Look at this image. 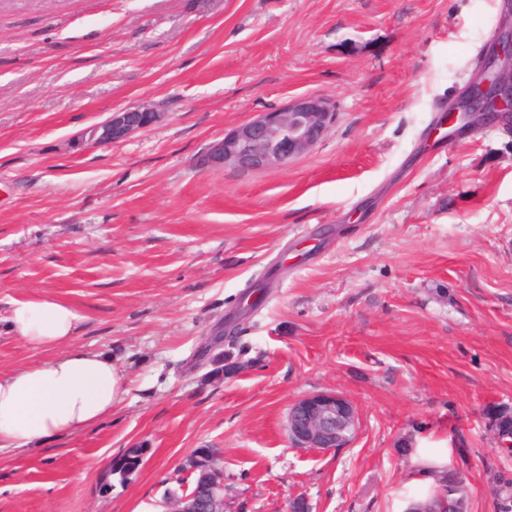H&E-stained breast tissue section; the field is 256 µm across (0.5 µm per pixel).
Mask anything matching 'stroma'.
<instances>
[{
    "instance_id": "1",
    "label": "stroma",
    "mask_w": 512,
    "mask_h": 512,
    "mask_svg": "<svg viewBox=\"0 0 512 512\" xmlns=\"http://www.w3.org/2000/svg\"><path fill=\"white\" fill-rule=\"evenodd\" d=\"M512 0H0V373L111 356V416L0 450V512H162L220 449L228 512H406L458 470L498 512L512 455V124L449 131ZM335 106L287 166H201L207 145L302 95ZM148 104L112 145L82 132ZM75 305L69 341L7 330L15 302ZM223 354L234 369L211 376ZM333 391L351 441L293 447L289 405ZM147 450L128 481L115 456ZM163 112L148 105H132L112 112L104 121L91 126L80 140L91 144H112L126 140L132 134L160 122Z\"/></svg>"
}]
</instances>
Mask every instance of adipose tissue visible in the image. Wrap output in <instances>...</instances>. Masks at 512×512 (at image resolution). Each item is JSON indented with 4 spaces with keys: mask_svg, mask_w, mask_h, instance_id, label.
I'll use <instances>...</instances> for the list:
<instances>
[{
    "mask_svg": "<svg viewBox=\"0 0 512 512\" xmlns=\"http://www.w3.org/2000/svg\"><path fill=\"white\" fill-rule=\"evenodd\" d=\"M82 320L70 303L34 297L14 305L9 323L27 344L47 349L75 336ZM122 387L110 357L81 349L0 375V449L22 448L96 424L119 404Z\"/></svg>",
    "mask_w": 512,
    "mask_h": 512,
    "instance_id": "obj_1",
    "label": "adipose tissue"
}]
</instances>
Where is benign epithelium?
<instances>
[{"label":"benign epithelium","instance_id":"benign-epithelium-1","mask_svg":"<svg viewBox=\"0 0 512 512\" xmlns=\"http://www.w3.org/2000/svg\"><path fill=\"white\" fill-rule=\"evenodd\" d=\"M500 92L491 94L494 112H512V35L499 42L494 59L485 65L483 76L467 93L465 101L473 108L474 117L485 113L480 101L491 85ZM163 113L148 105H132L110 114L91 126L80 140L92 144H112L160 122ZM336 119L334 105L317 95H303L281 108L262 112L224 136L213 140L202 157L203 164L213 169L233 166L244 170L283 168L292 160L311 152ZM503 409L492 408L487 414L489 430L496 449L512 453V434L495 427V417ZM357 414L353 404L335 392H318L294 402L288 411V436L294 446L325 451L343 447L349 439ZM214 478L211 498L224 497L223 457L213 456ZM165 512H206L207 504L189 490L162 502Z\"/></svg>","mask_w":512,"mask_h":512}]
</instances>
